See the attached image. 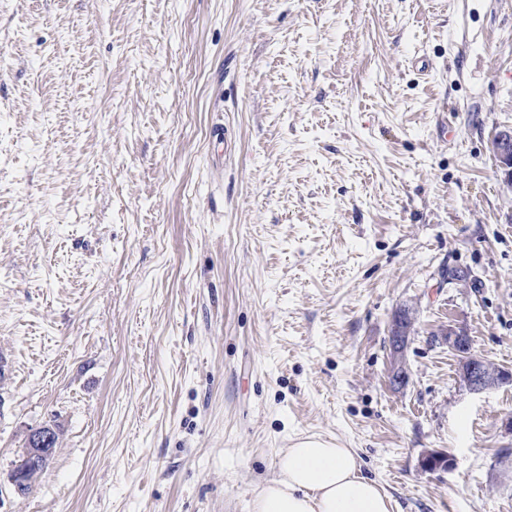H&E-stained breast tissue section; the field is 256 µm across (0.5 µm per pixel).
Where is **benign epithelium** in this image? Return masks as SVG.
<instances>
[{
  "mask_svg": "<svg viewBox=\"0 0 512 512\" xmlns=\"http://www.w3.org/2000/svg\"><path fill=\"white\" fill-rule=\"evenodd\" d=\"M490 149L506 171L508 181L512 183V127L499 131L490 141ZM412 323L411 312L404 309L397 315L390 334L391 384L397 388L402 387L408 380L404 356ZM444 341L448 344V350L457 358L460 381L470 392L479 394L493 388L512 386V372L491 366L484 357L476 353L472 340L465 331L447 332L444 334ZM56 439V429L52 425H44L29 432L21 459L9 477L16 493L26 490L31 483L33 471L52 456ZM422 463L430 471L446 470L452 467L453 459L443 451H432L426 454Z\"/></svg>",
  "mask_w": 512,
  "mask_h": 512,
  "instance_id": "1",
  "label": "benign epithelium"
}]
</instances>
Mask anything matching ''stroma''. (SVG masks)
<instances>
[{"label": "stroma", "instance_id": "stroma-1", "mask_svg": "<svg viewBox=\"0 0 512 512\" xmlns=\"http://www.w3.org/2000/svg\"><path fill=\"white\" fill-rule=\"evenodd\" d=\"M510 125L512 0H0V512H250L307 435L512 512V387L440 342L512 371ZM490 149L512 185V127L499 131L490 141ZM397 315L391 337V356L392 371L390 381L394 387H403L408 380L404 367V356L407 348L410 329L413 323V317L409 310L403 309ZM444 341L457 358L460 381L470 392L479 394L493 388L512 386V372L492 367L474 351L472 340L465 331L446 332ZM53 425H44L33 429L27 435L26 446L23 448L21 459L10 473L9 480L17 494H27L33 485L32 473L38 466L44 464L54 453L57 437Z\"/></svg>", "mask_w": 512, "mask_h": 512}]
</instances>
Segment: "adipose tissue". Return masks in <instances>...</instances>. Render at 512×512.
Here are the masks:
<instances>
[{
  "mask_svg": "<svg viewBox=\"0 0 512 512\" xmlns=\"http://www.w3.org/2000/svg\"><path fill=\"white\" fill-rule=\"evenodd\" d=\"M251 512H392L379 484L360 471L353 449L307 436L285 449L278 475L253 498Z\"/></svg>",
  "mask_w": 512,
  "mask_h": 512,
  "instance_id": "ef3b65f1",
  "label": "adipose tissue"
}]
</instances>
